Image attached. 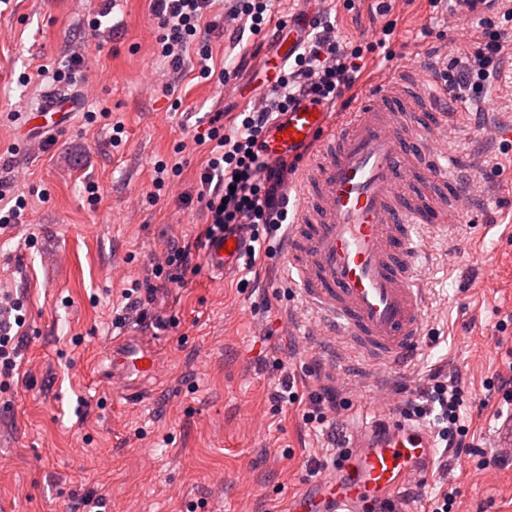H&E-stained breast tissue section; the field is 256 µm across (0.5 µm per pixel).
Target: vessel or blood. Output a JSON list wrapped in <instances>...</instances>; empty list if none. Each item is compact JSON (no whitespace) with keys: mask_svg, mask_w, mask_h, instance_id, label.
I'll use <instances>...</instances> for the list:
<instances>
[{"mask_svg":"<svg viewBox=\"0 0 512 512\" xmlns=\"http://www.w3.org/2000/svg\"><path fill=\"white\" fill-rule=\"evenodd\" d=\"M439 97L408 72L367 90L358 111L334 122L323 106L301 102L273 121L266 139L273 158L312 150L288 192L293 219L284 257L314 335L337 339L369 371L413 359L430 304L423 245L462 224L470 210L459 158L435 146L452 131L448 113L437 109ZM69 105L48 96L39 129L54 126ZM246 242L235 225L209 240L210 272L233 271ZM159 363L149 337L126 333L113 338L103 374L135 399ZM344 448L340 467L318 476L287 512H408L404 489L425 486L432 475V435L399 419L373 424Z\"/></svg>","mask_w":512,"mask_h":512,"instance_id":"1","label":"vessel or blood"}]
</instances>
